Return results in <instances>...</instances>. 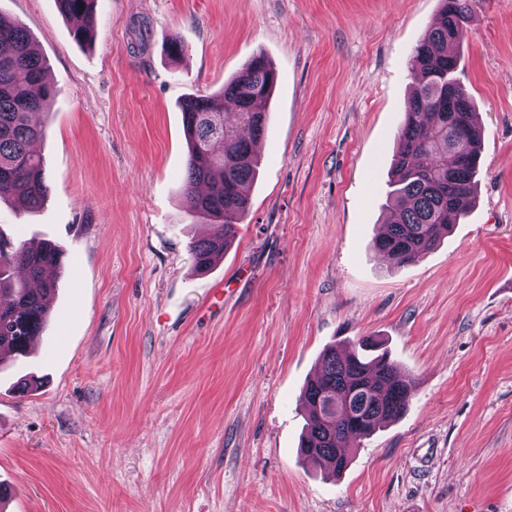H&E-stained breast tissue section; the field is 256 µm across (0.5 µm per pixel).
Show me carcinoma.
<instances>
[{
    "instance_id": "cac0c4a2",
    "label": "carcinoma",
    "mask_w": 512,
    "mask_h": 512,
    "mask_svg": "<svg viewBox=\"0 0 512 512\" xmlns=\"http://www.w3.org/2000/svg\"><path fill=\"white\" fill-rule=\"evenodd\" d=\"M439 17L414 48V86L396 139L390 197L398 214L374 247L392 264L417 262L465 219L480 158V128L469 93L454 73L457 58L448 47L469 29L471 0H440ZM60 12L80 21L78 41L95 37V0H57ZM273 65L252 57L218 94H198L183 105L188 142L185 199L192 214L213 223V233L189 245L193 266L210 268L224 256L249 209L245 187L256 173V143L264 134ZM46 63L27 31L0 15V200L15 198L38 210L47 193L45 162L31 150L42 135L31 116L52 104ZM52 242L0 235V364L28 354L48 316L55 282L45 272L62 265ZM412 383L380 344L363 337L351 348L327 350L317 375L304 390L307 422L303 455L336 474L349 462L348 448L384 423L401 417Z\"/></svg>"
}]
</instances>
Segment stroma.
<instances>
[{
    "instance_id": "stroma-1",
    "label": "stroma",
    "mask_w": 512,
    "mask_h": 512,
    "mask_svg": "<svg viewBox=\"0 0 512 512\" xmlns=\"http://www.w3.org/2000/svg\"><path fill=\"white\" fill-rule=\"evenodd\" d=\"M440 7L96 0L82 44L56 0H0L54 90L47 197L1 201L0 234L64 251L38 347L0 368V512H512V0H473L454 50L481 128L469 217L401 268L373 247ZM259 53L278 81L249 210L199 272L182 104ZM362 336L413 395L333 476L299 451L301 394Z\"/></svg>"
}]
</instances>
